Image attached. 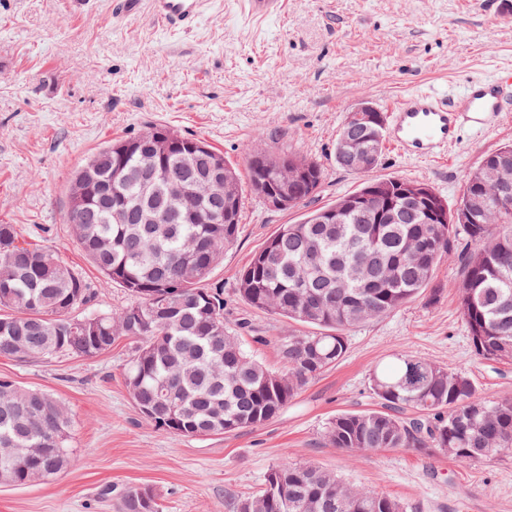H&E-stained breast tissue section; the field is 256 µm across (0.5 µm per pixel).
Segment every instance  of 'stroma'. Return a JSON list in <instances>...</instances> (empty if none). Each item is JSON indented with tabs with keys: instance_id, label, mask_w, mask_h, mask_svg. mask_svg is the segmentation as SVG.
Returning a JSON list of instances; mask_svg holds the SVG:
<instances>
[{
	"instance_id": "35a3bbf8",
	"label": "stroma",
	"mask_w": 512,
	"mask_h": 512,
	"mask_svg": "<svg viewBox=\"0 0 512 512\" xmlns=\"http://www.w3.org/2000/svg\"><path fill=\"white\" fill-rule=\"evenodd\" d=\"M116 14L115 0H0V224L53 250L94 289L79 315L132 303L103 284L66 223L76 171L119 138L153 128L203 139L245 172L254 147L316 161V196L291 210L245 196L236 243L210 282L224 321L246 317L249 353L280 368L286 319L237 294L240 272L280 225L356 191L361 176L336 164V136L360 101L386 111L415 91L460 90L512 69V0H285L256 19L211 0L199 26L172 32L151 14ZM512 144V109L467 133L445 157L424 160L385 144L372 176L425 182L449 206L483 156ZM461 269L442 258L437 303L416 299L348 333L349 353L276 418L256 428L178 437L145 420L123 379L129 341L94 358L22 360L0 355V377L46 392L70 418V464L23 487L0 485V512H116L117 490L152 489L160 512H234L281 458L310 462L407 504L408 512H512V454L467 466L415 448L347 451L324 439L329 418L379 402L369 375L395 354H414L471 376L491 401L512 398V361L475 355L457 301Z\"/></svg>"
}]
</instances>
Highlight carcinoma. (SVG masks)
<instances>
[{"mask_svg":"<svg viewBox=\"0 0 512 512\" xmlns=\"http://www.w3.org/2000/svg\"><path fill=\"white\" fill-rule=\"evenodd\" d=\"M351 139L382 153L385 124L354 118L342 125ZM115 141L77 173L69 193L85 190V203L68 208L72 235L103 282L135 302L113 313L76 316L91 301L89 283L50 251L19 240L15 225L0 224V355L47 360L59 355L93 358L119 340L135 343L124 372L134 406L160 429L184 437L232 433L277 417L311 382L343 361L347 331L423 296L437 302L433 286L442 257L457 256L462 279L458 305L475 354L512 360V209L485 169H512V145L485 155L468 175L456 208L437 200L448 223L434 224L412 197L394 195L395 217L344 209L338 223L320 224L319 213L283 224L255 253L238 278V295L251 309L308 327L278 339L281 368L252 358L236 331L224 325V298L208 279L238 236L244 189L280 178L248 165V184L227 168L229 219L207 199L192 214L169 216V177L200 195L201 164L183 153L162 162L163 173L144 189L142 152L117 157ZM111 191V201L99 188ZM143 212L150 224H115L109 204ZM373 394L381 407L340 412L324 430L326 443L344 450L423 448L460 464L512 452V399L487 401L469 376L401 353L374 369ZM70 420L52 395L0 378V449L55 448L40 457L0 454L14 486L30 483L38 468L49 478L69 461ZM128 487L119 512H159L157 497ZM234 512H405L397 500L353 486L334 472L283 459L264 487L238 498Z\"/></svg>","mask_w":512,"mask_h":512,"instance_id":"cac0c4a2","label":"carcinoma"}]
</instances>
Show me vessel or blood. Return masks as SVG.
<instances>
[{"label": "vessel or blood", "instance_id": "1", "mask_svg": "<svg viewBox=\"0 0 512 512\" xmlns=\"http://www.w3.org/2000/svg\"><path fill=\"white\" fill-rule=\"evenodd\" d=\"M205 0H150L154 18L170 31L191 28L200 21ZM512 106V78L492 76L448 94L415 93L391 107L390 140L401 152L419 159H436L456 144L463 131L495 125Z\"/></svg>", "mask_w": 512, "mask_h": 512}]
</instances>
